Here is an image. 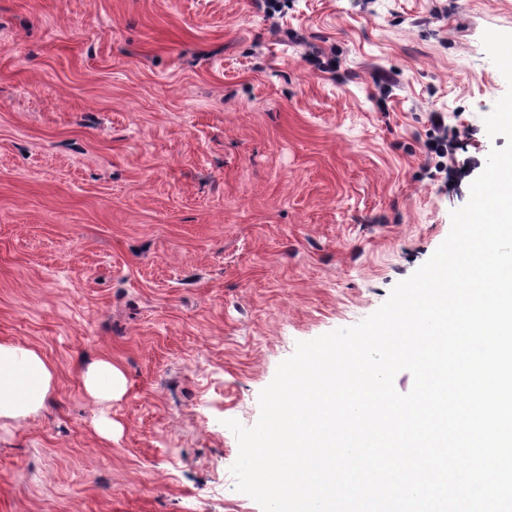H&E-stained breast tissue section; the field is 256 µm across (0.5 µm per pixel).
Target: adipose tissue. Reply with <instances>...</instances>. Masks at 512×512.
<instances>
[{
	"label": "adipose tissue",
	"mask_w": 512,
	"mask_h": 512,
	"mask_svg": "<svg viewBox=\"0 0 512 512\" xmlns=\"http://www.w3.org/2000/svg\"><path fill=\"white\" fill-rule=\"evenodd\" d=\"M55 376L54 366L37 350L0 341V428L38 414L53 389ZM82 384L98 403L120 399L127 389L124 373L107 359L89 364Z\"/></svg>",
	"instance_id": "adipose-tissue-1"
}]
</instances>
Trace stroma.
Instances as JSON below:
<instances>
[{
	"label": "stroma",
	"mask_w": 512,
	"mask_h": 512,
	"mask_svg": "<svg viewBox=\"0 0 512 512\" xmlns=\"http://www.w3.org/2000/svg\"><path fill=\"white\" fill-rule=\"evenodd\" d=\"M277 3L0 0V341L56 370L0 431V512H261L227 420L425 263L505 146L482 35L512 0ZM100 357L127 378L105 407ZM82 384L87 395L97 403L118 400L127 389L124 373L107 359L89 364L82 374Z\"/></svg>",
	"instance_id": "35a3bbf8"
}]
</instances>
